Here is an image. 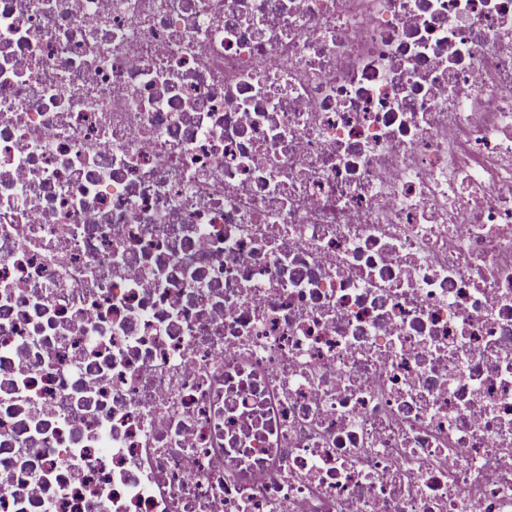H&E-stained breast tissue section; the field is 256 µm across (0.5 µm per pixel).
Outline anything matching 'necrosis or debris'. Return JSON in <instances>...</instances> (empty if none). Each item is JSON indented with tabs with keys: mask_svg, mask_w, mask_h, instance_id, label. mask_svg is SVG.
<instances>
[{
	"mask_svg": "<svg viewBox=\"0 0 512 512\" xmlns=\"http://www.w3.org/2000/svg\"><path fill=\"white\" fill-rule=\"evenodd\" d=\"M0 512H512V0H0Z\"/></svg>",
	"mask_w": 512,
	"mask_h": 512,
	"instance_id": "obj_1",
	"label": "necrosis or debris"
}]
</instances>
